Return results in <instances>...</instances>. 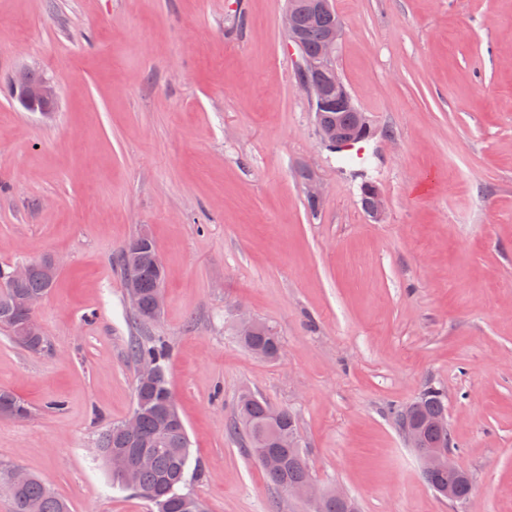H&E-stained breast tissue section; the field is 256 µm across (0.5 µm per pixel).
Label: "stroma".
Returning a JSON list of instances; mask_svg holds the SVG:
<instances>
[{
	"instance_id": "35a3bbf8",
	"label": "stroma",
	"mask_w": 512,
	"mask_h": 512,
	"mask_svg": "<svg viewBox=\"0 0 512 512\" xmlns=\"http://www.w3.org/2000/svg\"><path fill=\"white\" fill-rule=\"evenodd\" d=\"M334 6L374 130L343 152L298 87L286 0H0V267L59 266L47 349L0 329V389L32 408L0 415V471L69 512H153L97 449L133 410L140 332L168 346L207 512H308L233 433L247 391L296 415L316 482L359 512H512V0ZM24 69L53 82L50 115L15 100ZM143 230L165 302L139 331L116 256ZM242 319L274 327L276 361L239 344ZM428 387L473 483L459 506L393 418Z\"/></svg>"
}]
</instances>
